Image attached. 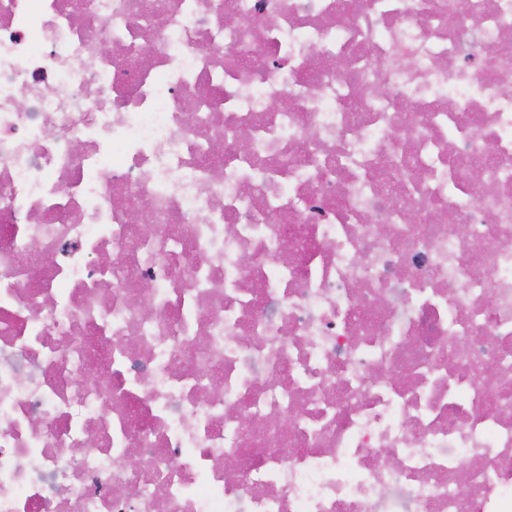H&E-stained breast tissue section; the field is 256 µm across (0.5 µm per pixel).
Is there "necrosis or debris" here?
<instances>
[{
    "instance_id": "necrosis-or-debris-1",
    "label": "necrosis or debris",
    "mask_w": 512,
    "mask_h": 512,
    "mask_svg": "<svg viewBox=\"0 0 512 512\" xmlns=\"http://www.w3.org/2000/svg\"><path fill=\"white\" fill-rule=\"evenodd\" d=\"M507 35L0 0V512H512Z\"/></svg>"
}]
</instances>
